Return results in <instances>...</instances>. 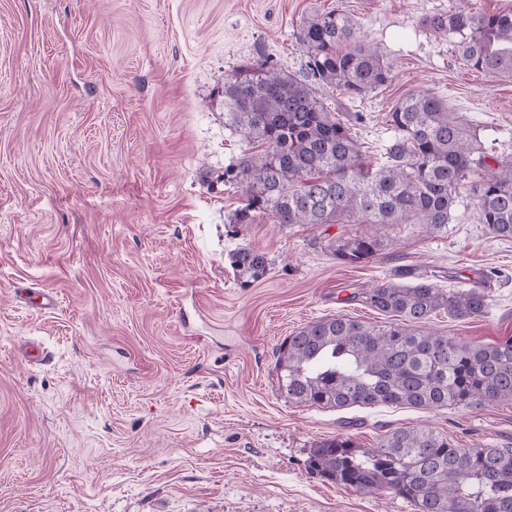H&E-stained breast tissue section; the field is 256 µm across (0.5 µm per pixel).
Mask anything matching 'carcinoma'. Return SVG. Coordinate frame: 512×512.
I'll list each match as a JSON object with an SVG mask.
<instances>
[{"label":"carcinoma","instance_id":"cac0c4a2","mask_svg":"<svg viewBox=\"0 0 512 512\" xmlns=\"http://www.w3.org/2000/svg\"><path fill=\"white\" fill-rule=\"evenodd\" d=\"M420 24L453 43L467 68L512 78L511 11L450 10ZM297 39L306 56L300 75L256 62L224 81V125L248 145L224 169V182L246 196L228 223L268 216L285 226L364 224L366 231L330 245L338 262L357 266L378 254L381 230L392 224H419L430 236L447 228L464 189L480 223L512 238L511 159L484 154L471 124L421 91L387 113L395 136L386 162L371 168L348 121L328 109L319 90L335 86L363 97L391 81L393 65L341 10L304 20ZM229 258L248 278L267 265L250 246ZM364 302L390 322L333 315L280 343L275 370L287 402L332 409L512 404V336L474 344L423 328L441 310L457 319L482 316L485 291H447L427 277L391 279L370 289ZM308 467L345 489L390 492L416 512H512V448H463L429 429L398 428L374 448L326 438L312 448Z\"/></svg>","mask_w":512,"mask_h":512}]
</instances>
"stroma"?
<instances>
[{"mask_svg":"<svg viewBox=\"0 0 512 512\" xmlns=\"http://www.w3.org/2000/svg\"><path fill=\"white\" fill-rule=\"evenodd\" d=\"M334 8L395 64L365 97L319 90L353 117L368 160L384 162L385 116L418 91L512 157V79L468 69L420 25L512 0H0V512H416L313 474L314 444L373 448L428 427L512 448V405L336 410L278 392L286 336L330 315L385 324L362 294L403 271L446 289L487 274L483 316L440 311L425 327L512 336V238L480 224L470 198L442 233L386 228L358 266L330 246L359 224H229L242 194L222 174L245 144L224 125V81L259 60L301 73L302 21ZM241 245L266 254L260 277L231 268ZM20 288L57 304L31 306ZM30 342L45 362L26 360Z\"/></svg>","mask_w":512,"mask_h":512,"instance_id":"stroma-1","label":"stroma"}]
</instances>
